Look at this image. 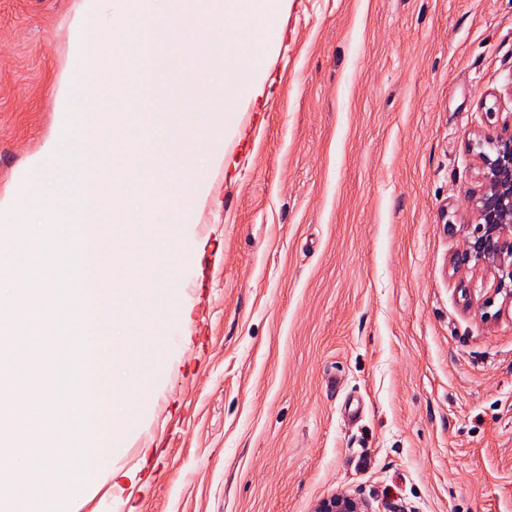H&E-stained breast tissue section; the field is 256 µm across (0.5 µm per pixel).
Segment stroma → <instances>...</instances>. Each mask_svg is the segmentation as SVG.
I'll use <instances>...</instances> for the list:
<instances>
[{
	"instance_id": "stroma-1",
	"label": "stroma",
	"mask_w": 512,
	"mask_h": 512,
	"mask_svg": "<svg viewBox=\"0 0 512 512\" xmlns=\"http://www.w3.org/2000/svg\"><path fill=\"white\" fill-rule=\"evenodd\" d=\"M75 0H0V197L53 137ZM230 115L176 104L205 187L116 228L145 289L111 449L44 512H512V299L456 268L478 143L512 126V0H284ZM208 284L193 289L198 278ZM363 405L358 419L348 398ZM131 488L126 499L113 489ZM317 512H364V505L355 499L344 496H333L322 500Z\"/></svg>"
}]
</instances>
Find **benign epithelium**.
Returning <instances> with one entry per match:
<instances>
[{
  "mask_svg": "<svg viewBox=\"0 0 512 512\" xmlns=\"http://www.w3.org/2000/svg\"><path fill=\"white\" fill-rule=\"evenodd\" d=\"M491 151L479 158L480 190L475 197L477 222L465 252L454 264L475 262L493 269L498 290H512V132L490 139ZM317 512H364L355 499L333 496L322 500Z\"/></svg>",
  "mask_w": 512,
  "mask_h": 512,
  "instance_id": "7a95c632",
  "label": "benign epithelium"
}]
</instances>
